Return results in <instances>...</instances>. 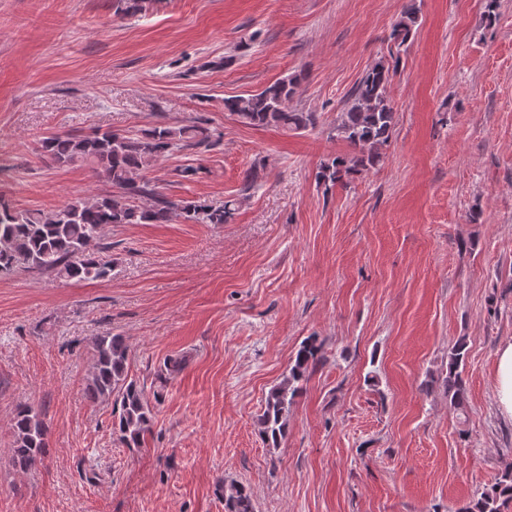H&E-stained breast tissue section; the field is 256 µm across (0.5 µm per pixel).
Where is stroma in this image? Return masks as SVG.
Here are the masks:
<instances>
[{"instance_id":"1","label":"stroma","mask_w":512,"mask_h":512,"mask_svg":"<svg viewBox=\"0 0 512 512\" xmlns=\"http://www.w3.org/2000/svg\"><path fill=\"white\" fill-rule=\"evenodd\" d=\"M417 2L384 160L328 189L321 163L350 151L329 131L388 61L405 0H155L123 20L111 0H0V193L15 207L110 190L43 158L48 133L182 120L219 142L159 159L152 182L241 200L229 224L106 228L105 281L0 276V512H224L228 479L257 512H457L512 466L495 401L512 338V0ZM299 72L291 105L315 129L225 112V97ZM108 333L160 397L138 448L116 441L110 403L84 396L90 342ZM310 336L325 360L268 448L264 398ZM461 340L462 412L442 383ZM172 357L183 371L156 383ZM24 404L50 442L25 472L12 464Z\"/></svg>"}]
</instances>
